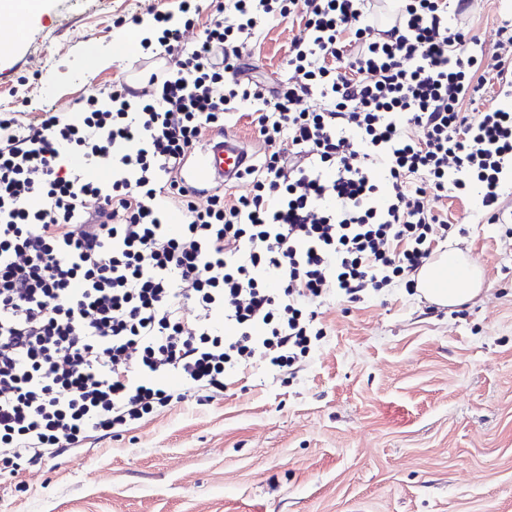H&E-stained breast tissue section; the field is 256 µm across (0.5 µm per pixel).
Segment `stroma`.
I'll use <instances>...</instances> for the list:
<instances>
[{"label":"stroma","mask_w":512,"mask_h":512,"mask_svg":"<svg viewBox=\"0 0 512 512\" xmlns=\"http://www.w3.org/2000/svg\"><path fill=\"white\" fill-rule=\"evenodd\" d=\"M181 0H44L0 51V112H74L143 56L90 67L123 42L121 18ZM512 0L467 22L491 49ZM298 20L255 31L244 61L287 80ZM445 251L473 257L480 294L441 307L395 283L351 303L329 294L326 334L293 369L245 373L192 409L174 404L114 440L90 433L39 477H0V512H512V223L451 198Z\"/></svg>","instance_id":"1"}]
</instances>
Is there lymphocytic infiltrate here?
Segmentation results:
<instances>
[{"mask_svg": "<svg viewBox=\"0 0 512 512\" xmlns=\"http://www.w3.org/2000/svg\"><path fill=\"white\" fill-rule=\"evenodd\" d=\"M395 2L384 27L376 0H219L200 28L157 10L151 54L182 51L176 72L115 82L69 116L0 113L1 475L292 367L323 334L327 292L415 287L454 228L442 200L478 189L504 223L512 21L486 51L465 22L481 0ZM294 15L287 82L246 76L261 21ZM490 79L502 105L470 111ZM245 102L264 145L251 188L200 195L184 164ZM104 159L110 179L88 178Z\"/></svg>", "mask_w": 512, "mask_h": 512, "instance_id": "lymphocytic-infiltrate-1", "label": "lymphocytic infiltrate"}]
</instances>
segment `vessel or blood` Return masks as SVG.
Segmentation results:
<instances>
[{"label":"vessel or blood","instance_id":"obj_1","mask_svg":"<svg viewBox=\"0 0 512 512\" xmlns=\"http://www.w3.org/2000/svg\"><path fill=\"white\" fill-rule=\"evenodd\" d=\"M251 151L246 141L229 134L211 136L184 166L183 176L194 188L207 191L236 179L247 168Z\"/></svg>","mask_w":512,"mask_h":512}]
</instances>
